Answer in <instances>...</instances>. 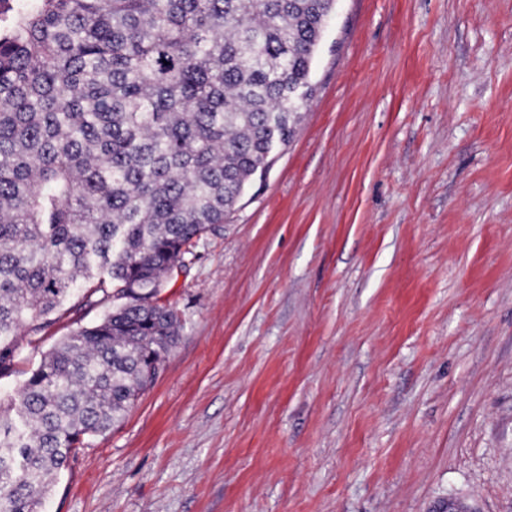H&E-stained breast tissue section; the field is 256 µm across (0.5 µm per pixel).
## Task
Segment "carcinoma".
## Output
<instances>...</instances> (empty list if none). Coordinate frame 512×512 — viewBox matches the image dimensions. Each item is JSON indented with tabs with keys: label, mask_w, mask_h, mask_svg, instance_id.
<instances>
[{
	"label": "carcinoma",
	"mask_w": 512,
	"mask_h": 512,
	"mask_svg": "<svg viewBox=\"0 0 512 512\" xmlns=\"http://www.w3.org/2000/svg\"><path fill=\"white\" fill-rule=\"evenodd\" d=\"M335 0H20L0 23V512H43L178 339L165 279L288 143ZM119 304L20 368L65 301Z\"/></svg>",
	"instance_id": "1"
}]
</instances>
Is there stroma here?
<instances>
[{"label": "stroma", "instance_id": "35a3bbf8", "mask_svg": "<svg viewBox=\"0 0 512 512\" xmlns=\"http://www.w3.org/2000/svg\"><path fill=\"white\" fill-rule=\"evenodd\" d=\"M312 85L46 512H512V0H337Z\"/></svg>", "mask_w": 512, "mask_h": 512}]
</instances>
